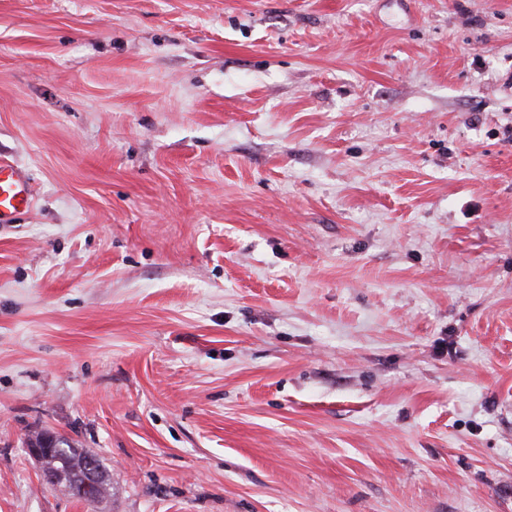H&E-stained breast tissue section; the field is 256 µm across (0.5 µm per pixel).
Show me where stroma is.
Masks as SVG:
<instances>
[{"label":"stroma","instance_id":"stroma-1","mask_svg":"<svg viewBox=\"0 0 512 512\" xmlns=\"http://www.w3.org/2000/svg\"><path fill=\"white\" fill-rule=\"evenodd\" d=\"M0 512H512V0H0ZM31 205L30 186L25 175L0 162V224H12ZM49 436L58 440L62 445V448H64L62 452L53 451L50 454L44 455L45 453L56 449L54 448L56 444L55 440L45 443V448H28L29 445H41V442ZM26 446L28 453L34 458L38 459L43 456L39 462L43 472V478L48 484L50 481H47L46 478L50 476L56 479V482L51 483L56 484L57 486L75 487L79 482H81V476L84 474L82 477V483L79 484L80 493L83 496L85 495V492L89 495L91 491L99 487L100 477L98 476L96 464L94 462H89L86 470L84 471L86 459L89 457L96 458L102 470L100 488L92 493L96 494L97 498L94 500H87L86 497L70 496L76 498L80 502L95 504L101 502L108 495L112 485V476L107 473L96 455L89 452H83L78 448H75L73 442L66 437L56 434L48 429H43L30 435Z\"/></svg>","mask_w":512,"mask_h":512}]
</instances>
